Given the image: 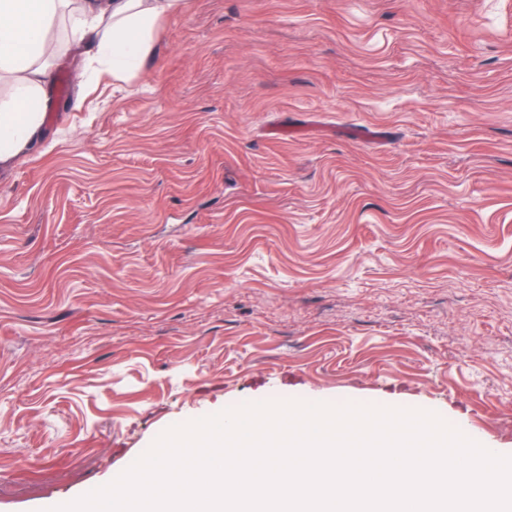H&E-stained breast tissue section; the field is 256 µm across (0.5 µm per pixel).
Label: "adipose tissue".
<instances>
[{"label":"adipose tissue","mask_w":512,"mask_h":512,"mask_svg":"<svg viewBox=\"0 0 512 512\" xmlns=\"http://www.w3.org/2000/svg\"><path fill=\"white\" fill-rule=\"evenodd\" d=\"M65 2L0 0V72L21 74L26 86L0 106V162L31 147L40 128L39 95L53 76L36 62L50 54L48 32ZM181 8L182 0H80L71 39L92 47L113 75H133L151 52L159 21Z\"/></svg>","instance_id":"1"}]
</instances>
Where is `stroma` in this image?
Here are the masks:
<instances>
[{
	"label": "stroma",
	"instance_id": "stroma-1",
	"mask_svg": "<svg viewBox=\"0 0 512 512\" xmlns=\"http://www.w3.org/2000/svg\"><path fill=\"white\" fill-rule=\"evenodd\" d=\"M72 22L0 164V512L245 402L512 456V0H184L130 78Z\"/></svg>",
	"mask_w": 512,
	"mask_h": 512
}]
</instances>
